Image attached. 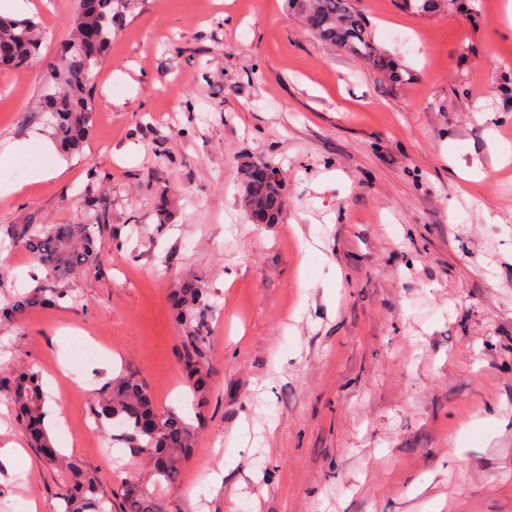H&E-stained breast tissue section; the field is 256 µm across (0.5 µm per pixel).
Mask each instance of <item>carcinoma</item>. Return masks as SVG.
I'll return each instance as SVG.
<instances>
[{
    "instance_id": "obj_1",
    "label": "carcinoma",
    "mask_w": 512,
    "mask_h": 512,
    "mask_svg": "<svg viewBox=\"0 0 512 512\" xmlns=\"http://www.w3.org/2000/svg\"><path fill=\"white\" fill-rule=\"evenodd\" d=\"M301 16L305 29L324 45L337 47L352 57L372 63L391 79H398L400 65L385 58L372 29L354 0H289ZM137 0H77L69 21L72 36L57 62L47 68L42 114L51 118V136L67 155L80 154L93 126L90 84L112 40V28L133 11ZM421 13L454 5L453 0H402ZM40 47V26L32 19H15L0 14V66L17 69L28 64ZM253 164L240 172V192L246 210L256 224H276L285 198L283 183L253 176ZM94 224H28L14 233L13 244L23 248L33 263L51 279H62L96 267L101 250L105 216ZM66 294L55 288L36 287L12 305L0 310V318L13 319L29 309L56 304ZM173 301L183 327L182 363L198 404L206 402L210 375L206 348L209 308L205 289L184 280L175 289ZM19 422L38 458L71 473L70 487L63 497V512H111V497L104 483L66 462L51 440L45 422V396L39 375L21 372L10 393ZM99 423L113 422L126 428V437L144 449L158 479L169 484L179 481L184 463L193 448L194 428L174 411L160 412L154 400L133 372H123L109 382L104 397L94 409ZM126 512H154L138 488L124 483Z\"/></svg>"
}]
</instances>
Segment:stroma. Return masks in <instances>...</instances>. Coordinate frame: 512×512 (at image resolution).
I'll use <instances>...</instances> for the list:
<instances>
[{"label": "stroma", "mask_w": 512, "mask_h": 512, "mask_svg": "<svg viewBox=\"0 0 512 512\" xmlns=\"http://www.w3.org/2000/svg\"><path fill=\"white\" fill-rule=\"evenodd\" d=\"M43 39L0 71V308L38 284L22 224L106 216L96 269L58 304L0 324V512H60L67 472L38 462L8 402L41 376L52 438L156 512H512V28L505 0L418 13L356 0L402 81L326 48L287 0H141L112 31L82 154L47 150L41 100L76 0H27ZM58 170L35 182L32 162ZM283 176L278 223H252L240 169ZM167 200L169 223L156 221ZM211 305L210 395L180 363L173 307ZM83 343L88 353L76 356ZM136 371L194 425L178 483L123 429L92 432L106 383ZM495 416L492 428L479 425ZM235 465L207 481L223 456Z\"/></svg>", "instance_id": "obj_1"}]
</instances>
